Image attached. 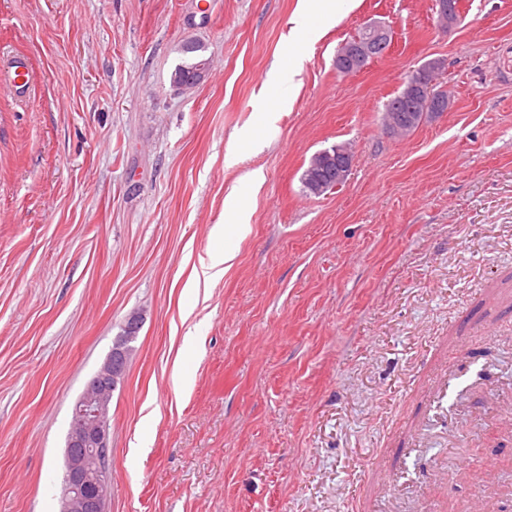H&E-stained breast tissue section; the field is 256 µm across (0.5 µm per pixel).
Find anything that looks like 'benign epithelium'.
<instances>
[{
	"label": "benign epithelium",
	"instance_id": "1",
	"mask_svg": "<svg viewBox=\"0 0 512 512\" xmlns=\"http://www.w3.org/2000/svg\"><path fill=\"white\" fill-rule=\"evenodd\" d=\"M438 23L448 32L460 25L463 15L459 0H436ZM364 41L350 45L336 60V69L353 75L362 71L368 62L383 56L389 49L391 38L378 23L364 27ZM445 69V63L433 59L419 69V82L426 86L427 106L432 117L448 111L452 105L447 88L432 91L429 76ZM209 60L199 58L190 72L179 78L176 86L188 88L202 83L208 76ZM125 369V353L117 343L105 362L102 373L87 385L73 410V421L67 442V470L64 479L63 512H98L100 504L108 498L107 484L99 479V472L107 468L109 423L105 394L109 379L117 378Z\"/></svg>",
	"mask_w": 512,
	"mask_h": 512
}]
</instances>
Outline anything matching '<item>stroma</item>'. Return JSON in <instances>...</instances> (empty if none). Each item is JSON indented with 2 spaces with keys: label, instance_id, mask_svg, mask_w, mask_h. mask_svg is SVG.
I'll use <instances>...</instances> for the list:
<instances>
[{
  "label": "stroma",
  "instance_id": "obj_1",
  "mask_svg": "<svg viewBox=\"0 0 512 512\" xmlns=\"http://www.w3.org/2000/svg\"><path fill=\"white\" fill-rule=\"evenodd\" d=\"M462 4L445 35L435 0L331 23L300 0H0V51L34 76L0 93V512H59L72 407L133 312L107 512H432L479 493L434 471L488 453L504 502L512 0ZM369 21L391 47L342 75ZM189 40L211 70L182 91ZM437 58L451 108L391 136L384 103ZM342 143L347 182L309 194L311 156ZM217 224L238 255L191 287Z\"/></svg>",
  "mask_w": 512,
  "mask_h": 512
}]
</instances>
